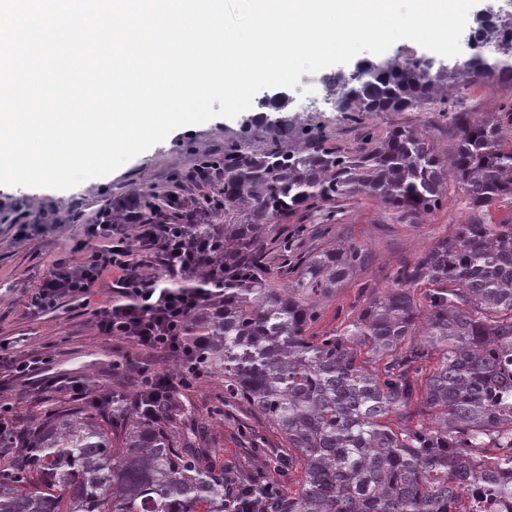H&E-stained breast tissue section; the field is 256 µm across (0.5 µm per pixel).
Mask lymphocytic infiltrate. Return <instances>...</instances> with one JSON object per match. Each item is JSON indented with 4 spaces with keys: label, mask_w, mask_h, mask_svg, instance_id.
Segmentation results:
<instances>
[{
    "label": "lymphocytic infiltrate",
    "mask_w": 512,
    "mask_h": 512,
    "mask_svg": "<svg viewBox=\"0 0 512 512\" xmlns=\"http://www.w3.org/2000/svg\"><path fill=\"white\" fill-rule=\"evenodd\" d=\"M179 216L146 223L136 199L126 203V222L136 231L135 244L114 245L115 226L99 215L87 228L85 258L78 265L54 262L32 294L35 312L56 308L66 299H88L108 272H115L117 300L94 308L97 335L121 339L151 350L173 363L175 372L136 368L132 404L144 417L159 418L175 392L203 379V337L188 324L224 293V227L194 223L190 204L177 202ZM168 277L169 286L159 284Z\"/></svg>",
    "instance_id": "1"
}]
</instances>
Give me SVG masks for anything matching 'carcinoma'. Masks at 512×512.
<instances>
[{
  "mask_svg": "<svg viewBox=\"0 0 512 512\" xmlns=\"http://www.w3.org/2000/svg\"><path fill=\"white\" fill-rule=\"evenodd\" d=\"M467 60L433 67L415 54L356 65L326 78L358 145L328 144L319 124L274 121L280 134H243L197 203L196 223L224 209V302L190 322L204 336L206 370L225 397L254 410L279 435L258 473L227 470L208 446L211 421L190 431L178 408L126 422L94 405L48 411L15 440L0 438V512H230L235 499L261 512H473L465 485L480 481L512 512V401L496 389L512 363V105L471 116L442 93L476 82L512 86V13L487 14ZM441 112L457 129L450 153L399 127L378 137L374 112ZM474 216L365 296L347 320L310 333L322 301L371 261L336 231L343 200L369 196L412 222L443 208L448 184ZM160 216L153 189L136 191ZM494 204L511 208L491 222ZM320 215L258 246L272 224ZM288 277L274 287L275 275ZM302 472L297 489L270 497L267 469Z\"/></svg>",
  "mask_w": 512,
  "mask_h": 512,
  "instance_id": "cac0c4a2",
  "label": "carcinoma"
}]
</instances>
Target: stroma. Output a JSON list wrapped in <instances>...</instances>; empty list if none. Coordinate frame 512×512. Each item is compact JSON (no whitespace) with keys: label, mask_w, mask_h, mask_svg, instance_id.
<instances>
[{"label":"stroma","mask_w":512,"mask_h":512,"mask_svg":"<svg viewBox=\"0 0 512 512\" xmlns=\"http://www.w3.org/2000/svg\"><path fill=\"white\" fill-rule=\"evenodd\" d=\"M323 78L320 71L305 74L296 88L287 89V116L296 122L320 116L333 145H355L358 131L326 101ZM252 118V113L244 112L233 119L218 117L178 128L114 172L68 190L0 185V341H9L21 351L38 350L51 358L42 376L0 392L5 419L28 423L47 410L69 407L67 397L54 386L58 380H83L93 397L107 390L132 393L130 375L123 367L128 358L158 371L169 370V363L151 352L97 335L91 310L112 302L111 279H104L86 304L66 300L37 316L31 315L26 305L56 260L80 263L83 254L78 246L85 239V227L94 222L105 205L126 201L134 189L146 185L170 189L173 173L191 169L199 155L223 151L225 140L242 134ZM369 121L380 136L396 127H418L427 129L441 150H452L455 145L456 129L434 112H380L371 115ZM20 214L26 215L30 224L23 235L12 222ZM469 215L462 193L454 190L449 191L448 203L440 211L415 223L400 220L371 198L352 201L338 214L336 230L343 237L365 244L373 259L366 270L325 301L316 333L340 325V311L356 303L362 284L386 289L396 268L451 235ZM223 394L224 380L214 375L179 391L176 402L183 421L213 415L210 444L218 460L244 467L249 452L246 430L262 434L273 447L279 438L257 414L234 403L219 405Z\"/></svg>","instance_id":"obj_1"}]
</instances>
